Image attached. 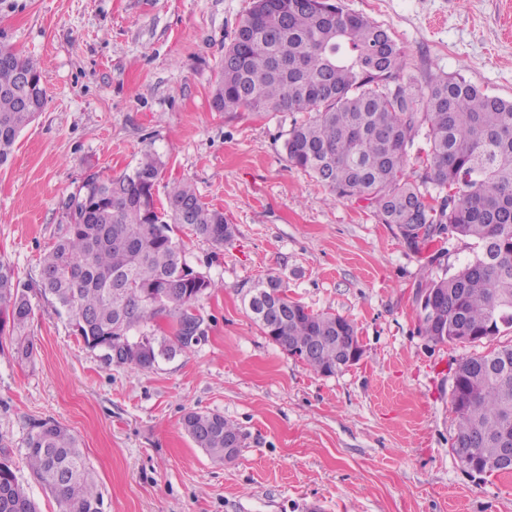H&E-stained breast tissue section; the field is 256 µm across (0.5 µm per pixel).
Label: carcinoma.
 Instances as JSON below:
<instances>
[{"instance_id": "obj_1", "label": "carcinoma", "mask_w": 512, "mask_h": 512, "mask_svg": "<svg viewBox=\"0 0 512 512\" xmlns=\"http://www.w3.org/2000/svg\"><path fill=\"white\" fill-rule=\"evenodd\" d=\"M0 166L21 131L43 111L46 95L36 63L0 43ZM406 52L387 29L337 0H253L224 51L213 100L223 111L305 112L288 132V162L338 197L368 201L410 249L449 234L479 251L451 276L425 280L435 292L418 312L419 331L433 343L493 339L512 328V100L463 78L431 73L416 90L403 82ZM419 137L425 156H410ZM417 163L416 180L404 170ZM162 160L144 152L128 173L90 174L71 204L70 223L41 257L39 293L71 315L84 344L117 366L150 369L205 335L195 304L218 284L187 264L181 224L222 248L235 236L224 213L187 184L157 202ZM252 319L281 346H313L305 364L319 374L348 368L345 345L359 344L354 324L292 300L268 276L246 294ZM32 312L27 288L0 262V325L22 329ZM169 318L173 337L147 328ZM21 360L33 355L13 337ZM451 404L457 417L452 448L484 460L512 446V344L462 359ZM182 427L214 462L224 436L241 429L214 411L190 410ZM25 462L63 512H102L103 495L77 436L54 420L31 426ZM0 512H40L16 475L0 438Z\"/></svg>"}]
</instances>
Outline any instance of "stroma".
I'll return each instance as SVG.
<instances>
[{
  "mask_svg": "<svg viewBox=\"0 0 512 512\" xmlns=\"http://www.w3.org/2000/svg\"><path fill=\"white\" fill-rule=\"evenodd\" d=\"M253 0H0V43L38 62L46 105L0 167V261L26 284L68 224L89 173L165 163L157 185H192L236 228L215 248L176 227L185 260L215 282L191 349L138 369L107 364L73 320L32 296L35 347L14 358L0 330V435L40 512H61L24 463L33 422L82 443L103 512H512V474L474 476L451 450L452 370L512 343L435 344L418 332L426 273H456L474 240L410 250L395 226L291 166L289 112L212 104L224 50ZM406 51L404 79L463 76L512 98V0H342ZM270 275L316 312L354 322L363 356L331 376L265 336L244 297ZM191 410L237 424L244 444L212 461L182 429Z\"/></svg>",
  "mask_w": 512,
  "mask_h": 512,
  "instance_id": "obj_1",
  "label": "stroma"
}]
</instances>
